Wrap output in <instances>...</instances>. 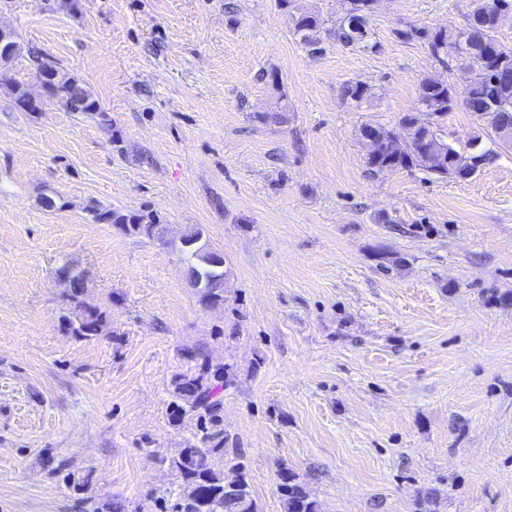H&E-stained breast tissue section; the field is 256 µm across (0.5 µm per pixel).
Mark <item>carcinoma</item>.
<instances>
[{"instance_id": "1", "label": "carcinoma", "mask_w": 512, "mask_h": 512, "mask_svg": "<svg viewBox=\"0 0 512 512\" xmlns=\"http://www.w3.org/2000/svg\"><path fill=\"white\" fill-rule=\"evenodd\" d=\"M375 2L344 0L343 12L331 28L326 27L321 17L312 14L291 17L292 27L302 44L312 53L320 50L323 33L334 36L347 47L372 49L374 44L371 43L369 23ZM509 11L512 12V0H472L471 10L460 27L433 32L411 26L396 30V35L405 41H426L430 54L441 63L450 55L448 40L451 38L460 40L463 48V54L454 56L455 60L464 61L474 69L478 67V61H483L485 76L475 78L471 90V97L483 104V107L472 111V115L494 132L503 128L512 130V47L503 44L493 35L500 16ZM53 98L69 112H94L102 123L109 122L106 111L86 86L65 72L57 78ZM418 101L420 107L417 115L404 118V121L415 126L408 145L397 144L394 132L382 125L361 126L359 136L369 133L381 142L378 154L366 159L372 172L377 173L385 168L419 167L439 179L448 177V169L435 167L428 149L422 150L417 144L430 134L436 146L446 151L453 149L441 134L429 128L437 120V115L451 109V88L446 82L426 78L419 84ZM89 212L97 223L123 224L137 234L145 235L150 228L157 232L161 227L160 221L152 215H127L95 206L89 208ZM186 278L191 287L196 284V280H204L208 284L205 301H217L223 298L226 284L224 259L216 262L202 255L187 265ZM79 306L84 308V314L73 331L80 336H89L97 331L98 323L102 321V312L95 306L84 305L82 301ZM213 378L223 379L224 368L217 367L205 376L178 383V395L194 407L201 406L213 412L216 410V403L212 401L213 386L210 383ZM220 435L217 429L203 430L201 446L182 449L178 458L172 461L183 481L191 487L189 494L174 504L175 512H258L257 502L251 494L241 465H236L238 488L233 493L225 492L224 472L214 465V459L224 457V449L220 448ZM278 493L283 500L285 512H320L318 502L310 499L303 485L292 474L282 475Z\"/></svg>"}]
</instances>
